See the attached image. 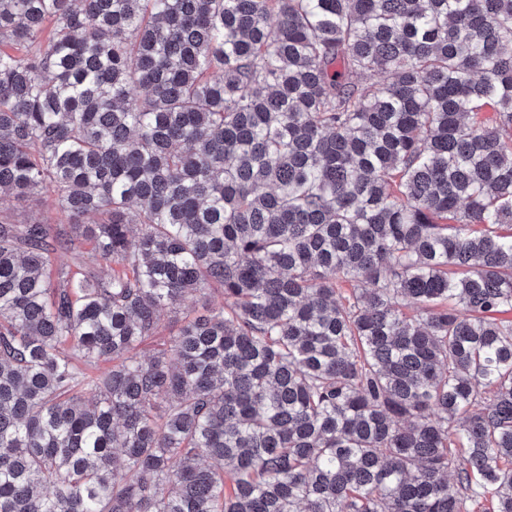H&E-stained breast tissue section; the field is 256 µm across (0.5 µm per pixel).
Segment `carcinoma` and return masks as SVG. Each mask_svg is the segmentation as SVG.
Returning <instances> with one entry per match:
<instances>
[{
	"mask_svg": "<svg viewBox=\"0 0 512 512\" xmlns=\"http://www.w3.org/2000/svg\"><path fill=\"white\" fill-rule=\"evenodd\" d=\"M43 193L0 512H512V0H0Z\"/></svg>",
	"mask_w": 512,
	"mask_h": 512,
	"instance_id": "1",
	"label": "carcinoma"
}]
</instances>
